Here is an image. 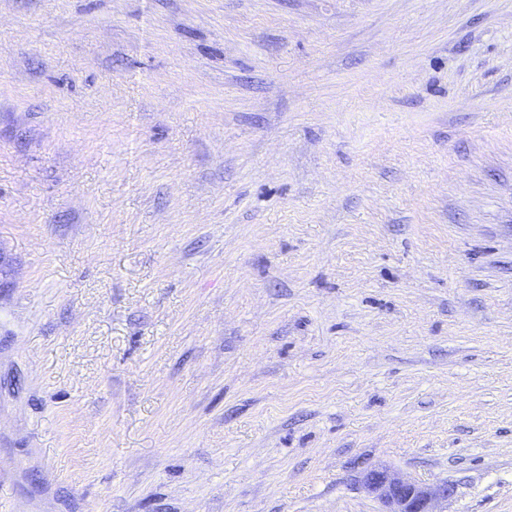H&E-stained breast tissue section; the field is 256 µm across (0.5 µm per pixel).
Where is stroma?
I'll use <instances>...</instances> for the list:
<instances>
[{
    "label": "stroma",
    "mask_w": 512,
    "mask_h": 512,
    "mask_svg": "<svg viewBox=\"0 0 512 512\" xmlns=\"http://www.w3.org/2000/svg\"><path fill=\"white\" fill-rule=\"evenodd\" d=\"M512 512V0H0V512ZM359 486L380 503V512H445L437 511L436 507L441 503L448 504L455 492L448 482L419 483L402 479L384 467L364 472Z\"/></svg>",
    "instance_id": "35a3bbf8"
}]
</instances>
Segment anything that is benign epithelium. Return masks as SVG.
Wrapping results in <instances>:
<instances>
[{
    "instance_id": "obj_1",
    "label": "benign epithelium",
    "mask_w": 512,
    "mask_h": 512,
    "mask_svg": "<svg viewBox=\"0 0 512 512\" xmlns=\"http://www.w3.org/2000/svg\"><path fill=\"white\" fill-rule=\"evenodd\" d=\"M360 488L376 499L380 512H437L454 495V486L402 479L384 467L372 468L359 479Z\"/></svg>"
}]
</instances>
